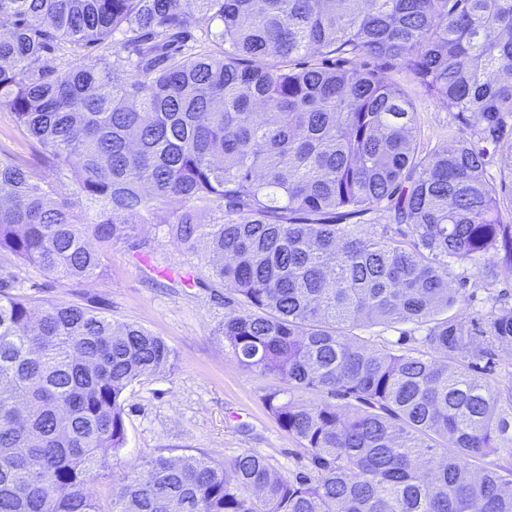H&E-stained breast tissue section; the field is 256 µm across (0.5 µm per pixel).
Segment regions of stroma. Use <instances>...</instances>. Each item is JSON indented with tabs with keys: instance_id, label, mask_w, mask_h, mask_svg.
<instances>
[{
	"instance_id": "1",
	"label": "stroma",
	"mask_w": 512,
	"mask_h": 512,
	"mask_svg": "<svg viewBox=\"0 0 512 512\" xmlns=\"http://www.w3.org/2000/svg\"><path fill=\"white\" fill-rule=\"evenodd\" d=\"M356 65L378 70L413 101L419 157L448 149L466 134L456 113L431 96L400 62L363 57ZM208 255L205 241L190 251L173 242L166 225L138 223L126 240L113 246L100 279L67 281L33 267L21 271L28 294L142 325L174 351L170 370L133 384L123 395L126 444L109 457L103 476L92 486L104 512H110L120 477L159 455H204L221 463L250 449L290 477L310 467L305 448L265 407L272 379L242 367L218 334L225 316L243 312L245 305L212 277ZM448 273L451 287L463 295L452 309L459 319L480 318L499 298L512 302L510 267L498 265L495 277L488 278L452 261ZM358 334L368 349L395 351L418 348L425 330L411 322H368Z\"/></svg>"
}]
</instances>
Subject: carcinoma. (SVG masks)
<instances>
[{
    "instance_id": "obj_1",
    "label": "carcinoma",
    "mask_w": 512,
    "mask_h": 512,
    "mask_svg": "<svg viewBox=\"0 0 512 512\" xmlns=\"http://www.w3.org/2000/svg\"><path fill=\"white\" fill-rule=\"evenodd\" d=\"M0 18V107L35 150L0 157V258L88 281L133 218L207 240L249 307L219 336L275 380L266 409L310 456L290 478L252 450L160 455L110 512H512V363L493 366L512 304L466 323L448 282L450 259L512 269V197L474 144L512 118V0H0ZM313 49L401 62L470 135L417 158L413 102L375 71L295 66ZM385 202L395 236L345 223ZM215 205L231 218L201 222ZM16 287L0 276V512H104L90 487L125 446L123 394L173 350ZM363 319L425 325L422 348L370 351Z\"/></svg>"
}]
</instances>
